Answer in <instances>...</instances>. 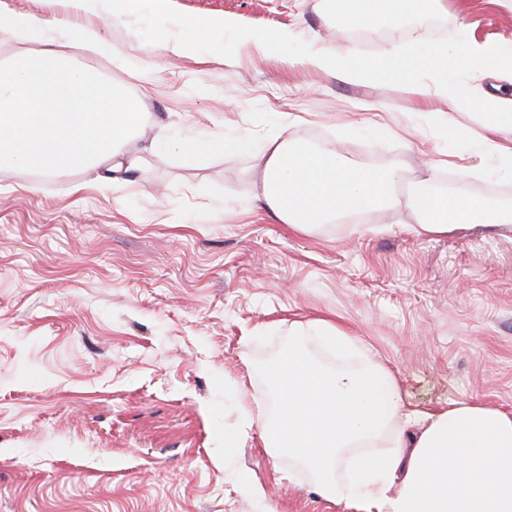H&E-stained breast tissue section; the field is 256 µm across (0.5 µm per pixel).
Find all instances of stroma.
<instances>
[{
	"label": "stroma",
	"instance_id": "35a3bbf8",
	"mask_svg": "<svg viewBox=\"0 0 512 512\" xmlns=\"http://www.w3.org/2000/svg\"><path fill=\"white\" fill-rule=\"evenodd\" d=\"M171 15L231 16L290 29L278 60L246 46L177 57L148 15L104 17L110 45L76 57L125 87L144 129L112 191L96 171L0 167V512H353L320 496L260 421L268 369L294 337L335 364L306 324L330 317L399 379L413 408L472 397L512 411V233L443 236L359 223L307 232L256 198L268 135L340 143L362 164L431 170L440 192L512 206V170L485 147L474 111L450 127L436 74L424 96L394 77L361 83L305 64L300 43L343 44L372 59L461 42L512 56V0H438L404 26H341L330 0H168ZM144 71L135 76L128 59ZM476 102L512 100V69L457 74ZM221 136L234 148L198 166L156 149ZM262 491H240L244 480Z\"/></svg>",
	"mask_w": 512,
	"mask_h": 512
}]
</instances>
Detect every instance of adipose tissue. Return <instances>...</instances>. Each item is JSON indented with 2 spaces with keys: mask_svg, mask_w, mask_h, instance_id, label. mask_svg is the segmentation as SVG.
I'll use <instances>...</instances> for the list:
<instances>
[{
  "mask_svg": "<svg viewBox=\"0 0 512 512\" xmlns=\"http://www.w3.org/2000/svg\"><path fill=\"white\" fill-rule=\"evenodd\" d=\"M61 16L42 19L0 13V32L41 43L36 53L0 65V166H21L44 174L65 168L100 166L116 145L142 123L135 99L74 67L70 56L106 47L101 28H73L71 17L97 8L106 16L152 13L163 31L162 46L178 56L200 51L201 34L232 33L275 58L295 39L294 31L240 27L230 16L184 20L192 39H170L167 0H60ZM434 0H333L337 21L363 27L383 17L398 23L407 14L431 13ZM70 41L71 54L53 48ZM305 61L336 73L345 82L389 73L414 96L424 88L413 56L390 49L359 63L343 45L308 42ZM438 71L445 110L430 123L448 126L452 113L471 107L468 91H449L448 76L479 64L464 44L432 48L426 55ZM399 165L367 167L335 144L301 147L287 132L271 137L261 158L258 195L276 221L305 231L337 219L391 221L417 234L444 235L459 224H512V209L494 207L429 187ZM320 337L337 352L359 354L357 369L329 370L301 348L269 369L275 406L263 422L264 443L307 469L322 496L346 501L357 512H512V413L476 400H458L428 411L408 407L399 381L384 365L360 355L355 338L335 321H313Z\"/></svg>",
  "mask_w": 512,
  "mask_h": 512,
  "instance_id": "adipose-tissue-1",
  "label": "adipose tissue"
}]
</instances>
